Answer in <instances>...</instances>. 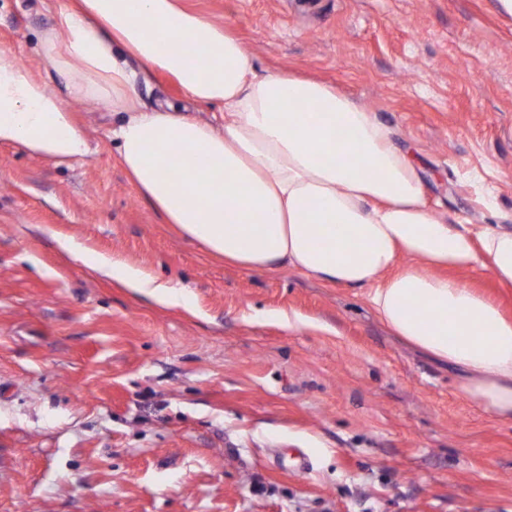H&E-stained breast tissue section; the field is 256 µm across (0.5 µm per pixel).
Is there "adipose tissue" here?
<instances>
[{"mask_svg":"<svg viewBox=\"0 0 512 512\" xmlns=\"http://www.w3.org/2000/svg\"><path fill=\"white\" fill-rule=\"evenodd\" d=\"M38 55L62 84L0 48V144L59 164L86 158L92 146L71 104L107 106L119 161L163 223L232 264L365 289L397 336L460 370L468 400L512 421V318L444 274L487 269L512 285V230L476 234L430 209L373 113L325 83L259 72L231 30L178 0H75L58 9ZM158 73L218 108L216 121L147 104L139 87ZM82 260L171 298L125 263L94 252Z\"/></svg>","mask_w":512,"mask_h":512,"instance_id":"1","label":"adipose tissue"}]
</instances>
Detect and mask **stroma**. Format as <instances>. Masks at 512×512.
I'll use <instances>...</instances> for the list:
<instances>
[{
  "instance_id": "obj_1",
  "label": "stroma",
  "mask_w": 512,
  "mask_h": 512,
  "mask_svg": "<svg viewBox=\"0 0 512 512\" xmlns=\"http://www.w3.org/2000/svg\"><path fill=\"white\" fill-rule=\"evenodd\" d=\"M66 0H0L36 53ZM260 72L326 83L391 132L430 208L512 229V17L495 0H185ZM65 164L0 145V512H512V422L359 288L229 265L160 221L108 139ZM67 239L180 294L95 274Z\"/></svg>"
}]
</instances>
